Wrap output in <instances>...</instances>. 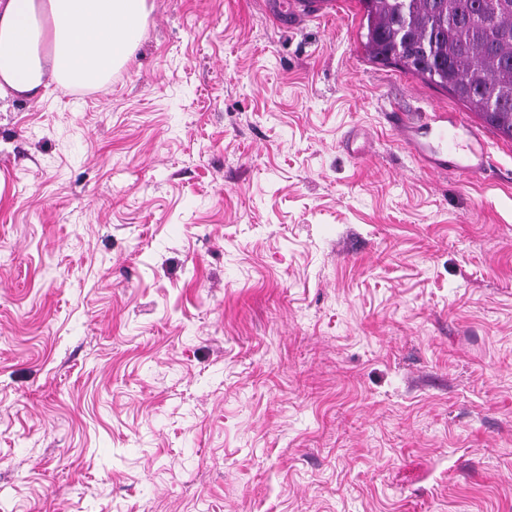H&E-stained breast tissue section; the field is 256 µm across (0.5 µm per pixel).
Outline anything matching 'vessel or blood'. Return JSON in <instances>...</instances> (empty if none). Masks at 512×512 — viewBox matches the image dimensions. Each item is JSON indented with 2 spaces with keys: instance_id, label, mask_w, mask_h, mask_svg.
Here are the masks:
<instances>
[{
  "instance_id": "vessel-or-blood-1",
  "label": "vessel or blood",
  "mask_w": 512,
  "mask_h": 512,
  "mask_svg": "<svg viewBox=\"0 0 512 512\" xmlns=\"http://www.w3.org/2000/svg\"><path fill=\"white\" fill-rule=\"evenodd\" d=\"M330 4L331 0H292L288 13L299 22L325 12ZM388 120L402 143L432 169L444 170L452 164L464 171L478 172L487 166L481 135L470 133L467 143L459 144L448 134V116L443 110H433L414 120L405 113L393 111Z\"/></svg>"
}]
</instances>
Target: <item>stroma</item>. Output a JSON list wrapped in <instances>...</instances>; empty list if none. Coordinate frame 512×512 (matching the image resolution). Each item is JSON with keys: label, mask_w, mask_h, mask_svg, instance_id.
<instances>
[{"label": "stroma", "mask_w": 512, "mask_h": 512, "mask_svg": "<svg viewBox=\"0 0 512 512\" xmlns=\"http://www.w3.org/2000/svg\"><path fill=\"white\" fill-rule=\"evenodd\" d=\"M287 2L0 112V512H512V140ZM434 107L489 169L385 118ZM445 112L434 109L430 114L424 113L411 120L404 112L393 111L388 113V120L402 143L433 170H447L448 163L463 171L484 170L487 156L481 135L469 132L468 142L460 145L448 136V115ZM460 149L465 151L464 154L459 153Z\"/></svg>", "instance_id": "stroma-1"}]
</instances>
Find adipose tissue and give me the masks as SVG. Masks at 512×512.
I'll list each match as a JSON object with an SVG mask.
<instances>
[{
  "label": "adipose tissue",
  "instance_id": "obj_1",
  "mask_svg": "<svg viewBox=\"0 0 512 512\" xmlns=\"http://www.w3.org/2000/svg\"><path fill=\"white\" fill-rule=\"evenodd\" d=\"M151 10L150 0H0V100L109 83Z\"/></svg>",
  "mask_w": 512,
  "mask_h": 512
}]
</instances>
